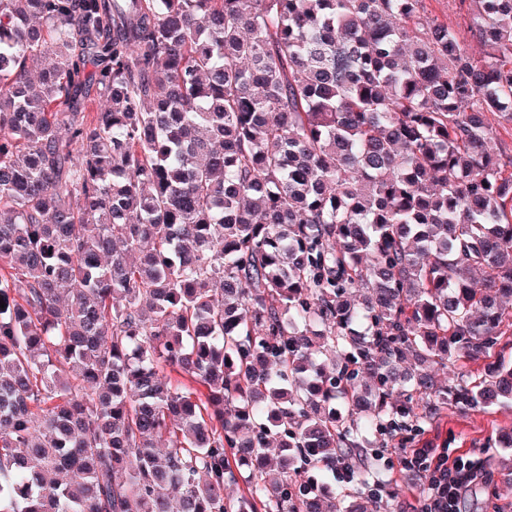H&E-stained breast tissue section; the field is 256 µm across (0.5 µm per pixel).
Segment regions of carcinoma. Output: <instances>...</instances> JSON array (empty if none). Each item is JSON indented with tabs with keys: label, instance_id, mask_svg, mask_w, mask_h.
Listing matches in <instances>:
<instances>
[{
	"label": "carcinoma",
	"instance_id": "cac0c4a2",
	"mask_svg": "<svg viewBox=\"0 0 512 512\" xmlns=\"http://www.w3.org/2000/svg\"><path fill=\"white\" fill-rule=\"evenodd\" d=\"M469 6L0 0V512H389L384 449L512 403V0ZM427 12L430 16L439 20H447L453 25L465 26L466 9H460L459 0H426ZM493 134L490 147L496 154H510L512 151V125L499 123L497 117H491Z\"/></svg>",
	"mask_w": 512,
	"mask_h": 512
}]
</instances>
